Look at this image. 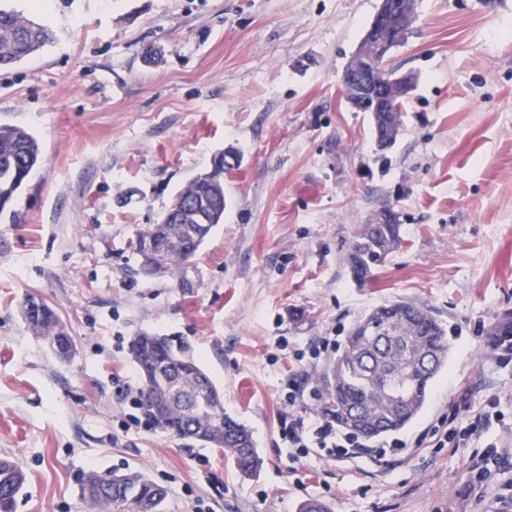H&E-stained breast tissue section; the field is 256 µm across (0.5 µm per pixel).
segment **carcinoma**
<instances>
[{
    "label": "carcinoma",
    "mask_w": 512,
    "mask_h": 512,
    "mask_svg": "<svg viewBox=\"0 0 512 512\" xmlns=\"http://www.w3.org/2000/svg\"><path fill=\"white\" fill-rule=\"evenodd\" d=\"M49 41L47 30L14 10L0 9V67H11ZM41 146L27 129L0 124V214L12 210L18 195L37 169ZM176 196L187 206L179 218L164 216L139 238L178 239L189 256L197 254L212 228L224 221V158L211 160ZM401 246L400 224L357 225L348 267L358 283L369 280L393 251ZM23 316L33 333L45 337L58 357H72L74 344L60 326L53 309L42 298L28 296ZM512 353V312L493 323L479 355ZM129 354L141 376L138 408L159 431L224 452L244 477L261 466L252 432L230 415L221 413L215 425L212 403L221 392L183 344L166 336L140 332L129 343ZM448 366L446 326L427 307L408 301L380 305L364 313L317 378L319 410L336 425L368 439L399 431L425 409L430 385ZM94 491L81 487L88 512H141L153 504L163 512L166 491L139 472L122 475L91 471ZM26 482L23 468L0 458V512H10Z\"/></svg>",
    "instance_id": "1"
}]
</instances>
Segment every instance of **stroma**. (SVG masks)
I'll return each mask as SVG.
<instances>
[{"instance_id": "stroma-1", "label": "stroma", "mask_w": 512, "mask_h": 512, "mask_svg": "<svg viewBox=\"0 0 512 512\" xmlns=\"http://www.w3.org/2000/svg\"><path fill=\"white\" fill-rule=\"evenodd\" d=\"M51 41L0 69V124L42 162L0 219V457L27 473L15 512H86L90 471L137 470L164 512H512V356L476 359L512 311V0H419L390 64L413 74L396 144L379 150L342 73L379 0H6ZM227 206L192 263L141 271L133 245L214 153ZM391 206L403 243L354 283L356 225ZM42 297L72 337L58 359L23 300ZM405 300L448 328V370L398 432L411 454L352 467L290 457L296 352L343 338ZM151 331L188 344L263 460L243 479L223 453L128 421L140 375L128 347ZM497 419L439 447L456 405ZM503 459L486 467L487 443Z\"/></svg>"}]
</instances>
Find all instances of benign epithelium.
Returning <instances> with one entry per match:
<instances>
[{
  "instance_id": "7a95c632",
  "label": "benign epithelium",
  "mask_w": 512,
  "mask_h": 512,
  "mask_svg": "<svg viewBox=\"0 0 512 512\" xmlns=\"http://www.w3.org/2000/svg\"><path fill=\"white\" fill-rule=\"evenodd\" d=\"M411 9L412 0H379V8L360 41L362 45H374L376 54L366 57L362 49H357L353 58L362 60L363 64L347 66L342 75L343 88L355 89L356 96L350 100V105L361 112L370 113L376 127L395 108L391 105L388 91L379 87L373 75L377 70L388 67L392 51L402 42ZM136 248L140 250L144 262L153 269L165 267L170 258L180 255L179 248L168 246L161 249L150 239L136 243Z\"/></svg>"
}]
</instances>
